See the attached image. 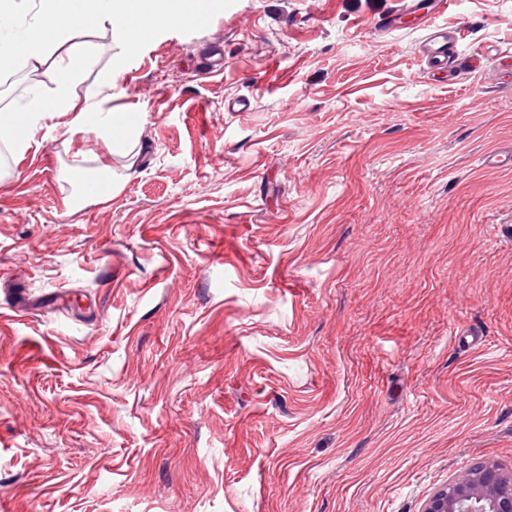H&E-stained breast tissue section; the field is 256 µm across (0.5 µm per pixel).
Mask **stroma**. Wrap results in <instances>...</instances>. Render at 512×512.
<instances>
[{"label":"stroma","mask_w":512,"mask_h":512,"mask_svg":"<svg viewBox=\"0 0 512 512\" xmlns=\"http://www.w3.org/2000/svg\"><path fill=\"white\" fill-rule=\"evenodd\" d=\"M397 2L75 32L94 110L0 145V295L31 303L0 317V512H422L512 474V167L484 161L512 149V0L440 16L488 58L450 82L425 28L378 29ZM58 55L0 71V107ZM131 110L128 157L95 126ZM77 160L102 201H72Z\"/></svg>","instance_id":"obj_1"}]
</instances>
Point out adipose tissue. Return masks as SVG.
Instances as JSON below:
<instances>
[{"mask_svg": "<svg viewBox=\"0 0 512 512\" xmlns=\"http://www.w3.org/2000/svg\"><path fill=\"white\" fill-rule=\"evenodd\" d=\"M206 9L205 0H39L32 30L0 45V69L18 58L40 60L47 47L66 42L71 33L94 19L108 20L122 39L130 40L134 31L127 24L129 14H136L146 25H173L200 20ZM91 55V49L83 47L60 58L59 79L50 94L0 110V143L24 149L40 121L49 115L69 114L74 123H82L86 109L79 106L73 85Z\"/></svg>", "mask_w": 512, "mask_h": 512, "instance_id": "1", "label": "adipose tissue"}]
</instances>
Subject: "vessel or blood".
I'll list each match as a JSON object with an SVG mask.
<instances>
[{"mask_svg": "<svg viewBox=\"0 0 512 512\" xmlns=\"http://www.w3.org/2000/svg\"><path fill=\"white\" fill-rule=\"evenodd\" d=\"M454 4L455 0H399L398 7L381 19L379 28L390 32L400 28L408 19L424 25L427 36L422 54L434 77L449 81L460 69L457 46L462 31L438 24L436 18L448 12Z\"/></svg>", "mask_w": 512, "mask_h": 512, "instance_id": "1", "label": "vessel or blood"}]
</instances>
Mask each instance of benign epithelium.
I'll return each instance as SVG.
<instances>
[{"label":"benign epithelium","mask_w":512,"mask_h":512,"mask_svg":"<svg viewBox=\"0 0 512 512\" xmlns=\"http://www.w3.org/2000/svg\"><path fill=\"white\" fill-rule=\"evenodd\" d=\"M422 512H512V475L479 463L436 490Z\"/></svg>","instance_id":"obj_1"}]
</instances>
